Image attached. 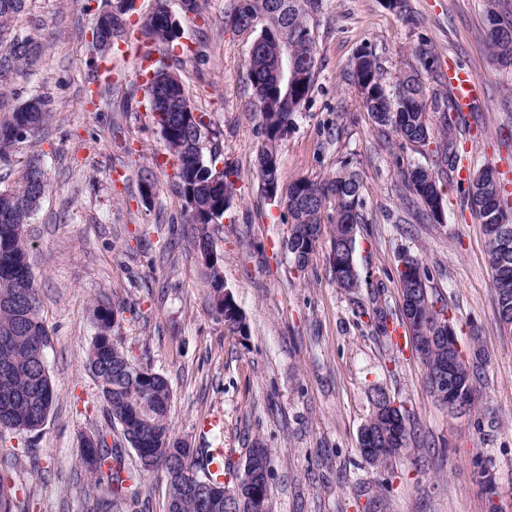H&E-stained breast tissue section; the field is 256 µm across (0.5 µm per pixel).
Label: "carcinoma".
<instances>
[{"label": "carcinoma", "mask_w": 512, "mask_h": 512, "mask_svg": "<svg viewBox=\"0 0 512 512\" xmlns=\"http://www.w3.org/2000/svg\"><path fill=\"white\" fill-rule=\"evenodd\" d=\"M26 0H0V87L11 84L14 76L39 61L40 47L29 35L15 34L6 38L7 22L25 7ZM321 0H235L229 20L239 30L260 29L255 48L249 55V78L254 90V106L262 117L261 147L257 152V171L260 183H273L281 193V202L292 224L286 248L295 267L303 272L313 262L316 250L312 234L320 232L323 218L332 224L330 232L329 265L336 268V258L348 264L345 275L335 276L336 284L346 292L361 286L354 262L356 230L363 221L360 182L353 172L340 170L332 177L312 180L298 179L285 186L281 183L277 147L297 126L298 116L313 85L316 68L314 17L319 13ZM108 27H120L129 17L128 0H112ZM139 34L153 43L175 45L180 30L170 22L168 0H155L153 12L140 23ZM486 42L490 62L512 64V43L499 30L486 26ZM286 42L294 52L297 65L308 72L304 82H298L283 97L277 84L271 49ZM155 78L149 80L146 94L152 118L159 129L164 148L175 158L179 193L182 199L193 198L195 210L187 209L186 223L191 228L193 248L212 241L209 211L224 207L233 198L235 171L224 167L223 180L213 185L210 171L216 169L218 151L209 156L199 149L205 128L204 115L197 114L180 77L164 63L154 68ZM350 81L361 94L362 106L374 121L387 128L401 144L425 146L436 144V164L453 166L458 161L456 140L448 138L446 128H434L428 117L423 90L413 76L401 79L395 88L387 87L372 50L362 49L355 57L349 72ZM48 96L34 95L15 107L9 117L0 122V158L19 144L26 142L17 129L29 125L28 137H33L51 111ZM409 190L422 207L429 222L438 221L432 201L439 198L435 170L416 166L404 173ZM48 191L41 159L30 157L21 173L18 185L0 190V369L10 368L9 388L12 399L0 390V429L21 433L39 432L50 413L54 391L46 363L49 345L47 329L40 317L37 288L29 263L25 225L39 208ZM467 199L483 225L488 256L494 269L493 288L497 300V319L501 325L512 326V247L502 246L503 240L512 244V204L509 193L497 181L477 173L471 181ZM209 292L224 286L221 265L205 267ZM404 310H413L419 320L421 333L412 337L416 351L426 368L430 388H435L433 372L441 368L456 376V386L447 395L434 397L441 403H458L471 410L477 389L474 360L461 359L459 352L442 345H430L427 336L438 332L440 313L430 295L428 272L421 261L409 258L398 269ZM121 305L108 299H98L92 306L91 323L94 329L88 345L85 368L99 385L108 429L121 428L124 440L137 457L139 469L130 472L125 466L126 449L109 446L107 429L94 434L99 439L95 448H83L80 464L94 485L104 490L101 500L114 508L125 502L137 504V492H129L126 483L162 471L168 487V512H201L197 500L185 492L190 482L201 478L214 484L220 480L208 470L219 461L208 448H193L177 437L169 423L172 388L167 378L157 373L145 374L151 368L143 365L120 345L112 332L118 325ZM224 330L245 336L249 328L239 309L227 307ZM373 409L363 433L359 436V452L373 466H388L405 454L410 438V415L402 407L393 406L390 396L381 388L375 390ZM479 483L488 495L498 493L493 473L487 463L479 465ZM270 512L268 481L257 478L245 485L235 476L232 501L227 509L217 512H256V502ZM17 492L5 470H0V512H16Z\"/></svg>", "instance_id": "obj_1"}]
</instances>
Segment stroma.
<instances>
[{
  "label": "stroma",
  "instance_id": "stroma-1",
  "mask_svg": "<svg viewBox=\"0 0 512 512\" xmlns=\"http://www.w3.org/2000/svg\"><path fill=\"white\" fill-rule=\"evenodd\" d=\"M200 2L201 15L182 19L178 46L152 51L204 112L203 149L219 147L237 172L233 204L211 234L224 285L249 326L245 336L225 332L210 310L173 162L145 97L142 42L131 33L115 38L112 80L100 83L90 66L91 0H28L11 21L43 51L38 67L15 77L7 108L38 94L54 102L39 133L0 160V189L15 185L36 152L49 181L25 233L55 401L39 435L0 432V455L24 491L22 512H95L100 492L79 455L83 436L106 427L98 384L85 368L90 306L102 295L126 307L116 339L168 379L176 436L207 446L202 423L219 418L230 473L242 470L253 445L269 449L271 512H485L478 459L491 461L501 510L512 512V329L496 318L483 228L452 169L438 181L443 222L419 219L404 173L434 166L435 147L403 146L386 134L348 77L368 47L388 86L414 72L428 99L441 101L452 94L445 69L458 62L480 81L471 111L455 121L464 166L474 173L503 163L512 156L504 144L512 65H491L484 15L491 4L512 20V0H407L400 13L384 0H321L314 83L296 130L278 146V163L285 184L343 166L357 174L361 286L353 293L336 285L328 241L303 272L285 251V210L262 195L255 166L262 118L246 68L255 34L230 25V0ZM423 41L436 71L418 61ZM405 252L422 259L462 349L483 351L472 412L452 414L436 402L409 341L390 344L368 316L376 307L400 312ZM377 385L412 414L409 452L386 468L358 450Z\"/></svg>",
  "mask_w": 512,
  "mask_h": 512
}]
</instances>
